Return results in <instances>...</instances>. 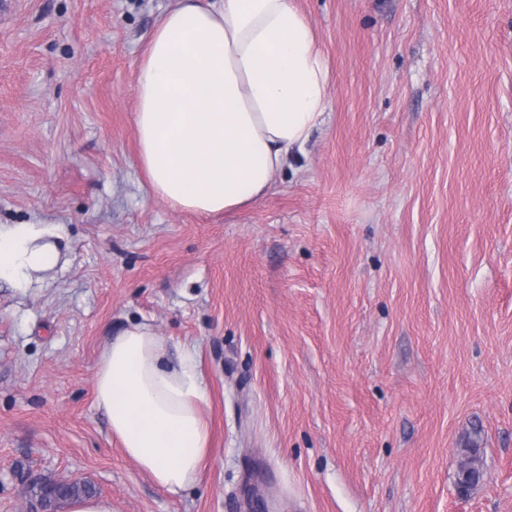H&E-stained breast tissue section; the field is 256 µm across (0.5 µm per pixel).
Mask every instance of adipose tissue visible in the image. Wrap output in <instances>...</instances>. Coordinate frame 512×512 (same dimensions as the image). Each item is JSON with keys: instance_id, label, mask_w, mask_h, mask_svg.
Returning a JSON list of instances; mask_svg holds the SVG:
<instances>
[{"instance_id": "1", "label": "adipose tissue", "mask_w": 512, "mask_h": 512, "mask_svg": "<svg viewBox=\"0 0 512 512\" xmlns=\"http://www.w3.org/2000/svg\"><path fill=\"white\" fill-rule=\"evenodd\" d=\"M329 72L293 0H178L139 64V163L170 208L212 216L265 197L326 121ZM59 224L0 225V282L42 283L61 261ZM96 402L125 455L177 493L202 476L210 435L192 356L171 361L152 324L113 337Z\"/></svg>"}]
</instances>
